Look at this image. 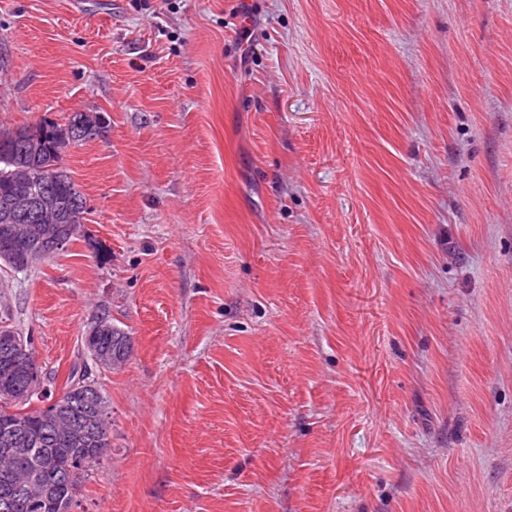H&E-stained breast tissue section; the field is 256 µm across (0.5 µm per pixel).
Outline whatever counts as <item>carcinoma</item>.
Masks as SVG:
<instances>
[{
  "label": "carcinoma",
  "mask_w": 512,
  "mask_h": 512,
  "mask_svg": "<svg viewBox=\"0 0 512 512\" xmlns=\"http://www.w3.org/2000/svg\"><path fill=\"white\" fill-rule=\"evenodd\" d=\"M22 129L26 135L17 137L16 129L0 126V204L25 191L48 200V205L40 207L35 215L16 216L9 221L3 219L0 209V241L13 243V249L3 253L0 260L15 272H26L36 263L53 257L58 253L57 241L76 240L77 230L88 213L87 198L66 171L63 155L67 149L101 136L105 126L100 115L74 112L67 125L43 123L24 125ZM81 345L84 355L94 348L124 362L132 353L130 338L114 323L105 330L86 331ZM20 359L21 356L0 346V449L19 447L24 436L15 432V427L23 421L25 431L34 437L27 444L32 455L17 459L16 468H28L35 456L51 457L64 476L57 495L76 498L89 471L100 464L110 446V423L99 425L89 421L96 407L107 404L106 397L98 391L89 401L82 392L73 390L81 366L76 362L62 384L63 400L47 409L32 406L34 402L47 401L45 393L20 406L14 393L23 391L27 385V374L14 366ZM70 424L86 427L83 444L73 442L68 431ZM76 458L84 461V467L72 475L70 467ZM0 512L30 510L23 499L4 490L0 482Z\"/></svg>",
  "instance_id": "obj_1"
}]
</instances>
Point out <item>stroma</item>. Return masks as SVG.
<instances>
[{"label":"stroma","mask_w":512,"mask_h":512,"mask_svg":"<svg viewBox=\"0 0 512 512\" xmlns=\"http://www.w3.org/2000/svg\"><path fill=\"white\" fill-rule=\"evenodd\" d=\"M74 112L0 319L132 338L79 512H512V0H0V124Z\"/></svg>","instance_id":"1"}]
</instances>
